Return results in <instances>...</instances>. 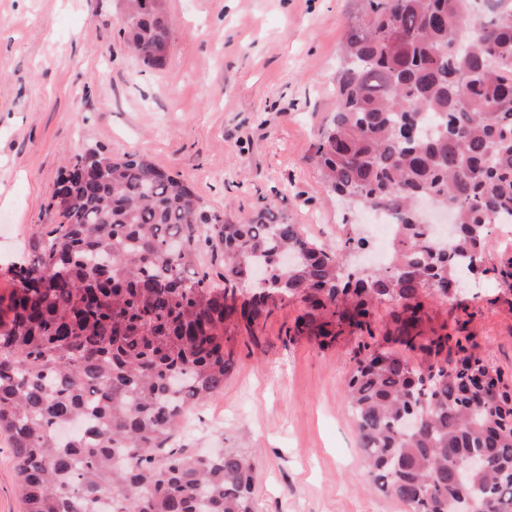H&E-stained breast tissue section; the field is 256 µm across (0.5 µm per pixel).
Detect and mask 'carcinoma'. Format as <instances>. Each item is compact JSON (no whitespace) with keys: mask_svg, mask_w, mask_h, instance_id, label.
<instances>
[{"mask_svg":"<svg viewBox=\"0 0 512 512\" xmlns=\"http://www.w3.org/2000/svg\"><path fill=\"white\" fill-rule=\"evenodd\" d=\"M463 2L367 0L341 45L315 159L332 192L398 224L374 272L346 267L354 236L330 251L268 210L226 223L144 156L78 155L87 177L60 187L63 221L32 234L0 294V433L25 512H254L244 455L176 435L224 389L229 344H261L281 292L303 304L285 337L357 336L346 399L377 490L409 512H512V385L477 352L472 314L436 325L424 302H455L449 285L512 219V0ZM122 23L131 51L163 66L150 56L170 47L162 0H128ZM420 198L451 204L452 239L416 222ZM203 247L222 288L186 276ZM472 455L489 471L465 472Z\"/></svg>","mask_w":512,"mask_h":512,"instance_id":"cac0c4a2","label":"carcinoma"}]
</instances>
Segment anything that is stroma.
<instances>
[{
	"label": "stroma",
	"mask_w": 512,
	"mask_h": 512,
	"mask_svg": "<svg viewBox=\"0 0 512 512\" xmlns=\"http://www.w3.org/2000/svg\"><path fill=\"white\" fill-rule=\"evenodd\" d=\"M171 49L162 67L133 57L123 0H0V293L33 231L57 224L67 157L91 148L140 154L178 176L229 222L270 206L326 248L368 239L364 211L329 194L313 156L335 106L337 51L363 0H165ZM461 301L482 357L512 376V296L469 277ZM237 340L223 390L192 409L179 442L254 458L256 512H407L372 487L348 413L352 342L330 346L282 325ZM0 434V512H24Z\"/></svg>",
	"instance_id": "35a3bbf8"
}]
</instances>
